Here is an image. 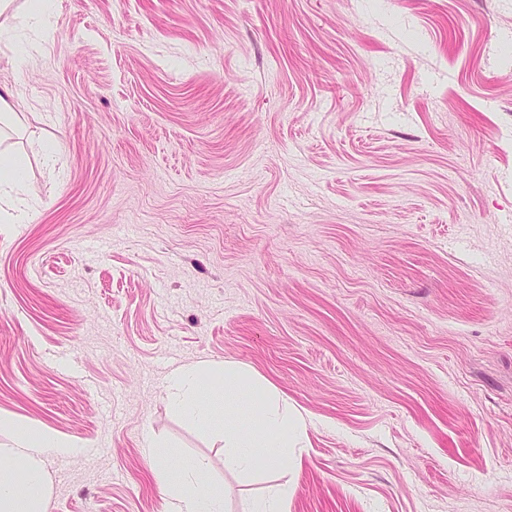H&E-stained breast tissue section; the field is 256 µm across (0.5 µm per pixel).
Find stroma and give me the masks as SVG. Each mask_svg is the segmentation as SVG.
<instances>
[{
	"mask_svg": "<svg viewBox=\"0 0 512 512\" xmlns=\"http://www.w3.org/2000/svg\"><path fill=\"white\" fill-rule=\"evenodd\" d=\"M47 20H0L31 198L0 223V417L73 445L48 512H171L189 459L224 512L276 483L288 512H512V0ZM204 361L301 413L283 469L225 467L169 401Z\"/></svg>",
	"mask_w": 512,
	"mask_h": 512,
	"instance_id": "obj_1",
	"label": "stroma"
}]
</instances>
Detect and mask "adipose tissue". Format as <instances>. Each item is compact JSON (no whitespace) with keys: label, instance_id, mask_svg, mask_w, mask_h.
I'll use <instances>...</instances> for the list:
<instances>
[{"label":"adipose tissue","instance_id":"1","mask_svg":"<svg viewBox=\"0 0 512 512\" xmlns=\"http://www.w3.org/2000/svg\"><path fill=\"white\" fill-rule=\"evenodd\" d=\"M210 375L224 378V463L249 472L275 471L288 461L291 439L303 429L299 416L279 404L270 390L249 372L232 364L199 363L175 372L167 387L169 398L202 426H215V410L203 393L201 381ZM15 445L0 448V512H46L51 481L44 461L69 452L71 445L58 435L12 424ZM173 512H224V488L208 475L198 459L173 478L163 479Z\"/></svg>","mask_w":512,"mask_h":512}]
</instances>
